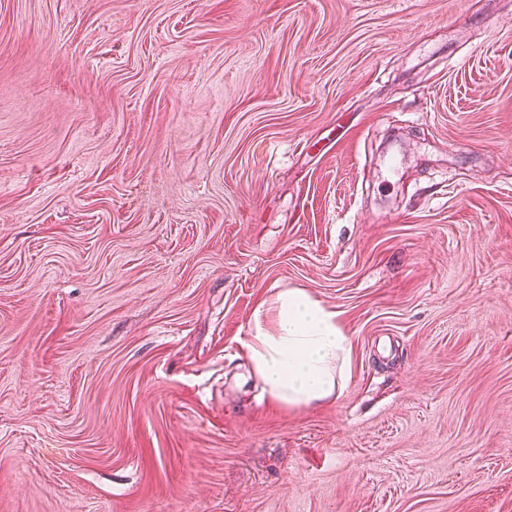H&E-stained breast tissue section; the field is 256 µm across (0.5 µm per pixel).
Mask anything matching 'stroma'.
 <instances>
[{
	"label": "stroma",
	"instance_id": "stroma-1",
	"mask_svg": "<svg viewBox=\"0 0 512 512\" xmlns=\"http://www.w3.org/2000/svg\"><path fill=\"white\" fill-rule=\"evenodd\" d=\"M0 512H512V0H0ZM336 316L303 288L282 289L256 310L248 358L270 400L300 409L343 393L351 341Z\"/></svg>",
	"mask_w": 512,
	"mask_h": 512
}]
</instances>
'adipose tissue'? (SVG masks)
I'll return each mask as SVG.
<instances>
[{"mask_svg": "<svg viewBox=\"0 0 512 512\" xmlns=\"http://www.w3.org/2000/svg\"><path fill=\"white\" fill-rule=\"evenodd\" d=\"M247 348L264 393L288 409L339 397L351 377V341L335 311L301 288L261 304Z\"/></svg>", "mask_w": 512, "mask_h": 512, "instance_id": "adipose-tissue-1", "label": "adipose tissue"}]
</instances>
